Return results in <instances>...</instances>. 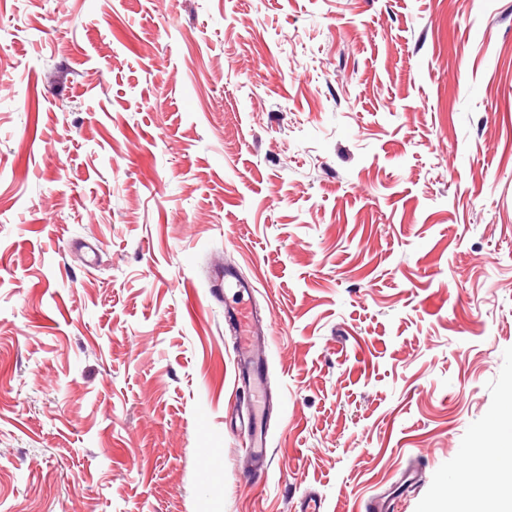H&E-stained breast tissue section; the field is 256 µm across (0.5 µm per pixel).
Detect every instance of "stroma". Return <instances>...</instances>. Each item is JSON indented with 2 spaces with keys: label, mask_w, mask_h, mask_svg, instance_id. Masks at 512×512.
I'll use <instances>...</instances> for the list:
<instances>
[{
  "label": "stroma",
  "mask_w": 512,
  "mask_h": 512,
  "mask_svg": "<svg viewBox=\"0 0 512 512\" xmlns=\"http://www.w3.org/2000/svg\"><path fill=\"white\" fill-rule=\"evenodd\" d=\"M510 402L512 0H0V512H448ZM214 287L224 284V288H235L232 301L229 304L224 301V309L229 321L234 322L237 328V336L234 348V363L238 375L246 370L248 373V385L242 388V399L249 403L253 418L248 420L249 435L244 441L243 447L248 454L261 462L262 468L266 467L268 457L267 430L258 425L256 421L257 408L265 395V375L261 367V360L257 355L258 337L251 311L243 301L244 292L248 293L252 286L242 283L235 274L220 266L212 273ZM250 375L252 383L250 382Z\"/></svg>",
  "instance_id": "stroma-1"
}]
</instances>
